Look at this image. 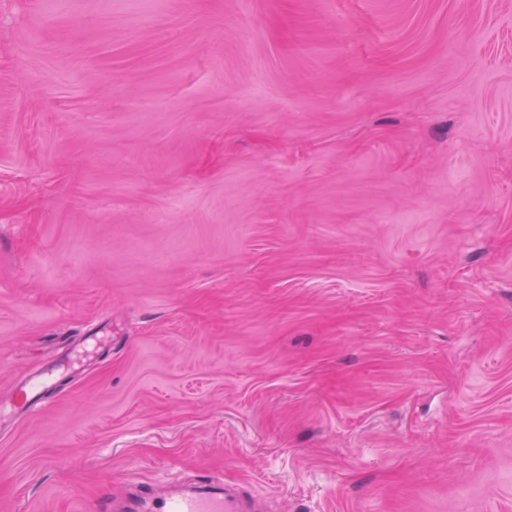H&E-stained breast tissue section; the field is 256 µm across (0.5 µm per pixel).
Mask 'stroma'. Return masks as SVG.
Listing matches in <instances>:
<instances>
[{
  "mask_svg": "<svg viewBox=\"0 0 512 512\" xmlns=\"http://www.w3.org/2000/svg\"><path fill=\"white\" fill-rule=\"evenodd\" d=\"M38 368L0 512H512V0H0V398ZM248 499L233 485L224 482H204L190 490H175L163 498L149 487L122 502L121 508L112 502L113 512H251Z\"/></svg>",
  "mask_w": 512,
  "mask_h": 512,
  "instance_id": "obj_1",
  "label": "stroma"
}]
</instances>
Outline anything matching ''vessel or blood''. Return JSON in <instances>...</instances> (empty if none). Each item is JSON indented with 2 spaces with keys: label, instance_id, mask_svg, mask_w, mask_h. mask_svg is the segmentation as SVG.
Instances as JSON below:
<instances>
[{
  "label": "vessel or blood",
  "instance_id": "b4317fda",
  "mask_svg": "<svg viewBox=\"0 0 512 512\" xmlns=\"http://www.w3.org/2000/svg\"><path fill=\"white\" fill-rule=\"evenodd\" d=\"M49 383L46 373L40 372L22 380L9 397L0 400V414H13L23 406L37 410L43 406V394ZM246 498L233 486L204 482L190 490H175L157 497L152 488L122 502L117 512H248Z\"/></svg>",
  "mask_w": 512,
  "mask_h": 512
}]
</instances>
